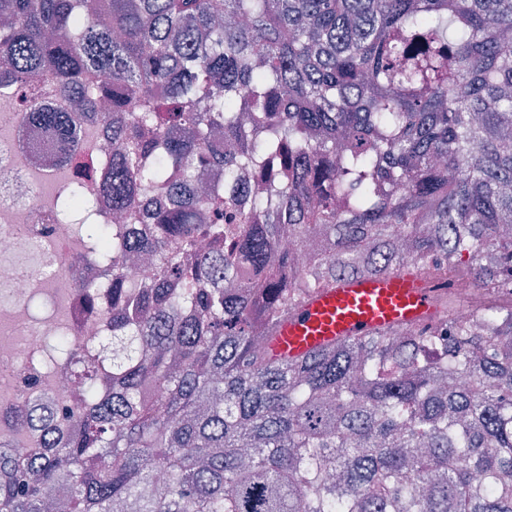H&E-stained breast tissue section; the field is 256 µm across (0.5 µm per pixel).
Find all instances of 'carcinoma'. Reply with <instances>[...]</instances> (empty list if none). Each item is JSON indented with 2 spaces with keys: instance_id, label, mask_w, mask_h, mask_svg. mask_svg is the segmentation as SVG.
<instances>
[{
  "instance_id": "1",
  "label": "carcinoma",
  "mask_w": 512,
  "mask_h": 512,
  "mask_svg": "<svg viewBox=\"0 0 512 512\" xmlns=\"http://www.w3.org/2000/svg\"><path fill=\"white\" fill-rule=\"evenodd\" d=\"M31 79L122 144L129 224L82 225L67 271L93 307L82 270L104 267L124 305L112 362L62 340L79 431L22 461L0 442V512H512V0H0V84ZM25 118L80 149L47 102ZM255 166L274 184L242 203ZM61 193L87 210L80 181ZM403 267L485 300L255 347L316 291ZM449 288L455 301L457 312L460 316H466L483 297L481 288H477L471 282L457 283L451 282Z\"/></svg>"
}]
</instances>
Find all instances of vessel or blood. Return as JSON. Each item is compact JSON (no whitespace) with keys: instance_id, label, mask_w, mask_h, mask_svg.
I'll return each mask as SVG.
<instances>
[{"instance_id":"obj_1","label":"vessel or blood","mask_w":512,"mask_h":512,"mask_svg":"<svg viewBox=\"0 0 512 512\" xmlns=\"http://www.w3.org/2000/svg\"><path fill=\"white\" fill-rule=\"evenodd\" d=\"M435 315L432 291L413 271L343 280L317 292L280 323L271 348L274 355L297 357L345 338L414 326Z\"/></svg>"}]
</instances>
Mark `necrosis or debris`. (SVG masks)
<instances>
[{"label": "necrosis or debris", "instance_id": "4bbe7bcc", "mask_svg": "<svg viewBox=\"0 0 512 512\" xmlns=\"http://www.w3.org/2000/svg\"><path fill=\"white\" fill-rule=\"evenodd\" d=\"M53 100L57 110L72 109V98L55 95L45 84L16 86L0 94V439L11 443L18 456H26L41 444V437L22 432L14 419L22 378L33 361L43 357L57 336L70 337L85 345H100L106 334L103 318L88 306L85 295L65 275L61 265L81 249L74 224L56 219V197L71 178L70 167L58 165L60 143H48L45 131L21 121L31 103ZM112 135L103 127L91 126L77 160L89 175L84 191L98 198L107 178L106 168L97 167L100 154L112 151ZM52 225L42 235L43 225ZM43 298L48 311L34 316L31 303ZM67 382L57 370L43 374L38 409L49 417L58 437L76 428L59 408L67 399Z\"/></svg>", "mask_w": 512, "mask_h": 512}]
</instances>
